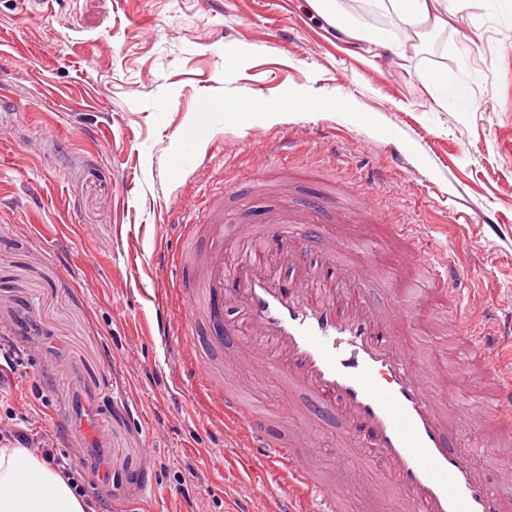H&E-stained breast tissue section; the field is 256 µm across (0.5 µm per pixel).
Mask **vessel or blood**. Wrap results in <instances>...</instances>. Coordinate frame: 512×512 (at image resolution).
<instances>
[{"label": "vessel or blood", "mask_w": 512, "mask_h": 512, "mask_svg": "<svg viewBox=\"0 0 512 512\" xmlns=\"http://www.w3.org/2000/svg\"><path fill=\"white\" fill-rule=\"evenodd\" d=\"M356 212L340 208L335 198L296 210L280 205L267 210L260 231L234 269L224 267V198L212 196L206 221L182 227L183 239H202L201 249H180L170 272L186 305L177 334L182 357L192 365L186 385L206 394L225 425L244 431L248 457L262 467L281 465L286 501L309 494L317 512H348L344 496L318 480L302 463L286 435L270 433L263 417L242 398L224 390V376L197 349H224L237 337L240 352L232 367L263 366L290 386L312 395L316 409L342 418L346 438L368 462L380 465L412 512H503L504 496L480 474L476 449L461 447L431 394L429 376L417 366L405 336L422 333L423 315L437 305L457 303L454 283L460 272L451 254L426 256L410 224H389L404 253L419 260L424 275L400 281L387 306L373 307L360 276L327 248L316 264L301 265L298 255L307 237L287 232L290 224L352 223ZM292 267L283 278V267ZM237 313L224 319L225 305ZM494 327L462 325L455 357L458 381L471 379L472 366L494 377L497 390L489 407L512 408V378L502 372Z\"/></svg>", "instance_id": "1"}]
</instances>
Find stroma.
I'll return each mask as SVG.
<instances>
[{
    "mask_svg": "<svg viewBox=\"0 0 512 512\" xmlns=\"http://www.w3.org/2000/svg\"><path fill=\"white\" fill-rule=\"evenodd\" d=\"M357 24L378 20L395 42L411 30L336 0ZM512 0H472L448 29L398 58L346 39L312 0H0V348L17 370L0 382V418L33 431L83 469L99 512H279L278 480L252 464L241 433L204 397L183 391L187 365L157 326L185 305L153 263L174 249L186 216L203 221L224 186V264L244 250L241 227L291 195L340 191L373 199L414 225L428 254L451 252L468 322L512 312ZM447 71L468 105L426 82ZM289 101L271 118L252 102ZM25 111H15V103ZM193 158L170 165L184 134ZM347 242L401 253L384 225L328 224ZM456 320L426 316L412 344L440 402L449 390L462 447L482 446V476L512 482V427L483 402L496 384L454 385ZM275 430L309 433L304 463L334 481L350 512H410L391 482L344 443L343 424L273 374L225 371Z\"/></svg>",
    "mask_w": 512,
    "mask_h": 512,
    "instance_id": "obj_1",
    "label": "stroma"
}]
</instances>
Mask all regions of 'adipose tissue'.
<instances>
[{"mask_svg":"<svg viewBox=\"0 0 512 512\" xmlns=\"http://www.w3.org/2000/svg\"><path fill=\"white\" fill-rule=\"evenodd\" d=\"M380 10L396 16L416 37L447 27L466 0H374ZM316 8L351 40L389 47L383 29H365L336 9V0H315ZM0 512H87L83 499L57 469L26 448L0 446Z\"/></svg>","mask_w":512,"mask_h":512,"instance_id":"1","label":"adipose tissue"}]
</instances>
